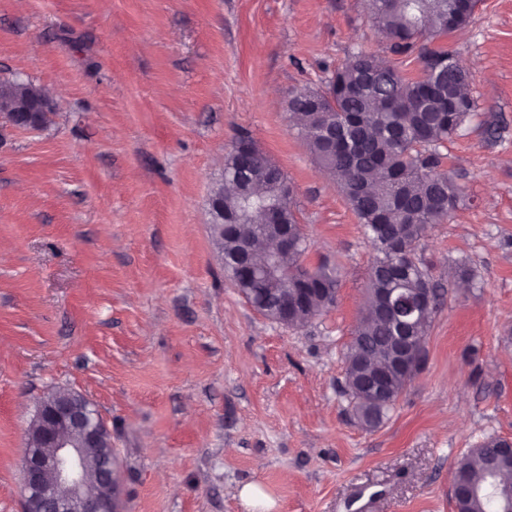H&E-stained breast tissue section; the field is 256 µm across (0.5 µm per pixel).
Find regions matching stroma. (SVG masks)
Segmentation results:
<instances>
[{
    "label": "stroma",
    "instance_id": "obj_1",
    "mask_svg": "<svg viewBox=\"0 0 512 512\" xmlns=\"http://www.w3.org/2000/svg\"><path fill=\"white\" fill-rule=\"evenodd\" d=\"M475 108L439 148L461 188L418 259L444 289L425 360L384 423L355 420L344 355L372 246L287 108L371 52L408 77L366 0H0V80L53 98L0 119V512H23L34 407L74 390L112 432L122 512H455L457 461L512 441V0L442 38ZM286 173L310 264L339 279L298 326L224 273L208 198L239 131ZM473 276L462 281L460 268ZM4 114L1 118L16 128L41 130L52 121L54 105L41 88L34 93L14 91L6 97Z\"/></svg>",
    "mask_w": 512,
    "mask_h": 512
}]
</instances>
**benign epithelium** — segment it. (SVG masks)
<instances>
[{
  "label": "benign epithelium",
  "mask_w": 512,
  "mask_h": 512,
  "mask_svg": "<svg viewBox=\"0 0 512 512\" xmlns=\"http://www.w3.org/2000/svg\"><path fill=\"white\" fill-rule=\"evenodd\" d=\"M54 105L43 90L14 91L6 97L4 118L25 130L47 127ZM288 250V231L275 235L273 249L260 263L253 254L240 267L248 276L270 273L279 253ZM111 435L92 401L76 391H58L42 400L28 431L26 455L21 467L24 512H119L121 483L116 469L91 480L89 449Z\"/></svg>",
  "instance_id": "7a95c632"
}]
</instances>
